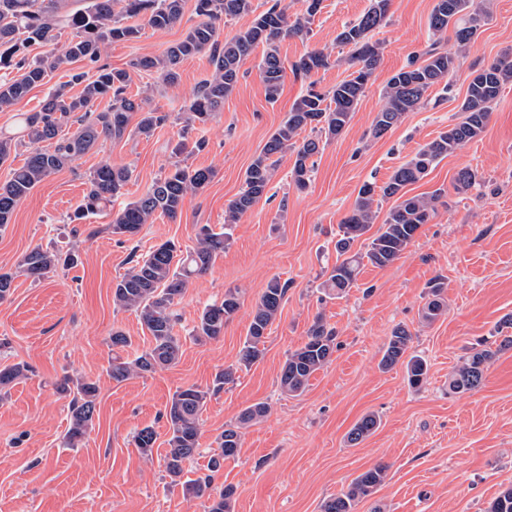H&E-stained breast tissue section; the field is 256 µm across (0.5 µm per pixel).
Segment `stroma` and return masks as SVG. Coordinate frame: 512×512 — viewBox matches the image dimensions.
I'll list each match as a JSON object with an SVG mask.
<instances>
[{
	"label": "stroma",
	"mask_w": 512,
	"mask_h": 512,
	"mask_svg": "<svg viewBox=\"0 0 512 512\" xmlns=\"http://www.w3.org/2000/svg\"><path fill=\"white\" fill-rule=\"evenodd\" d=\"M369 5L370 0H323L310 39H282L281 57L291 63L314 47L329 52L336 63L315 80L319 89L331 88L350 73L348 50L336 36ZM433 5L434 0H391L387 24L373 33L383 45L374 75L350 124L315 156L308 188H295L292 157L284 155L264 196L234 224L213 268L186 289L177 307L179 362L120 383L107 372L112 331L131 337V346L121 352L129 360L150 342L137 314L112 303V284L129 268L130 253H146L169 239L185 248L193 243L195 225L222 227L247 167L306 84L286 73L278 100L268 102L259 71L265 49L257 47L244 59L242 77L223 110L189 130L185 104L211 74L208 55L184 61L173 87L129 64L181 40L198 22L193 11L163 30L137 17L138 38L106 44L102 63L129 69V93L151 97L171 118L148 138L100 141L38 184L0 229L5 271H16L38 245L72 244L80 251L78 266L57 269L45 280L18 275L11 296L0 301V367L20 363L29 369L25 378L0 390V512H207V499H186L165 472L168 427L162 413L178 388H210L218 372L236 365L254 305L274 277L287 283L288 292L263 357L239 369L234 383L208 399L199 453L186 465L189 477L205 473L225 425L264 401L268 415L245 430L237 457L226 460L215 476L216 487H234L233 512H321L327 498L377 464L386 465V479L355 512H486L491 500L512 486V349L490 361L476 391L448 389L462 358L512 315V85L502 90L480 137L408 186L412 196L439 188L444 196L436 217L419 229L402 257L385 268L363 264L356 287L344 297L329 299L320 290L336 263L339 226L360 186L386 181L421 145L457 122L473 69L512 51V0H482L490 18L460 53L447 87L431 88L421 108L383 137L372 138L388 79L430 43L454 47L453 37L437 39L429 29ZM199 139L206 147L198 152L193 144ZM178 156L191 167L213 169L215 177L203 192L185 198L176 219L157 218L123 242L106 230L110 215L70 222L87 177L99 164L132 168L123 196L130 202ZM466 165L477 169L480 179L460 191L455 176ZM436 278L444 284L448 310L428 324L421 309L427 285ZM228 288L239 291V311L219 339L195 342L189 332L198 314L221 301ZM319 315L336 330L332 360L301 396H283L281 368ZM400 325L413 336V352L429 365L428 381L418 389L409 386L404 366L387 371L379 366ZM66 375L98 387L93 428L75 448L63 444L70 414L67 399L55 390ZM369 413L379 417L378 429L349 445V430ZM146 426L157 432L149 460L132 441Z\"/></svg>",
	"instance_id": "1"
}]
</instances>
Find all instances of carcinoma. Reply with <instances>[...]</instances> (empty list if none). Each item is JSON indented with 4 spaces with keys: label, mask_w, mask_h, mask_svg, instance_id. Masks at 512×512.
Returning a JSON list of instances; mask_svg holds the SVG:
<instances>
[{
    "label": "carcinoma",
    "mask_w": 512,
    "mask_h": 512,
    "mask_svg": "<svg viewBox=\"0 0 512 512\" xmlns=\"http://www.w3.org/2000/svg\"><path fill=\"white\" fill-rule=\"evenodd\" d=\"M193 2L195 14L202 18L189 28L184 38L168 47L158 56H143L131 63L138 71L155 73L161 81L173 86L177 83L182 62L201 53L209 54L212 75L197 88L187 105L189 120L204 124L224 108V99L232 93L241 78L242 61L251 50L265 44L268 50L260 63L266 99H278L284 78V65L277 43L288 36H307L321 11L322 0H303L302 12L288 15V5L282 0L262 12H257L253 0H0V71H19V75L0 80V112H9L31 89L47 83L56 71L69 72V81L48 92L36 112L15 115L18 132L0 133V163L7 161L13 149L27 143L32 147L24 164L11 171L9 180L0 185V229L11 223L17 205L31 190L51 175L80 159L96 147L102 139L121 140L135 134L150 137L154 130L169 120L166 112L151 107L150 99L136 98L128 93L129 72L100 64L102 49L110 41L131 40L137 37V27L125 20L147 17L155 29H166L181 21L188 2ZM390 0H371L369 8L355 21L344 26L336 36V43L351 47L347 63L352 72L326 93L310 84L288 112L286 120L265 142L260 153L247 167L243 185L225 210V227L215 231L210 225H201L192 246L181 249L167 240L136 257L133 265L112 285L113 304L137 313L141 325L151 337V344L134 359L121 361L115 357L109 362L112 379L123 381L131 376H144L178 363L182 354V339L175 332L178 323L176 306L190 281L207 273L217 256L229 244L226 227L237 221L263 197L273 178L279 158L292 153L290 177L297 187H307L314 165L312 157L320 152L322 140L339 136L349 125L366 85L380 60L382 44L371 40L370 34L382 26ZM254 15L251 25L233 38L219 39V27L225 19ZM489 19L477 0H435L429 16V28L438 36L453 29L458 50L463 51L472 42ZM71 38L63 51L50 49L64 31ZM41 45L49 51L30 60L25 50ZM423 60L409 63L396 72L384 89V104L377 112L371 135L380 138L402 122L405 115L417 109L425 94L433 86L448 81L456 68L457 55L437 47L422 53ZM83 61L95 70L75 71L71 65ZM330 66V54L322 49L306 51L292 64L295 76L308 79L319 70ZM512 83V52H506L491 64L472 72L460 112L462 120L431 141L420 146L413 157L397 166L381 186L364 183L355 204L343 219L335 250L342 260L336 262L322 289L338 297L357 286V276L363 261L384 268L397 261L414 239L418 230L437 214L441 190L429 196H406V187L424 179L444 158L461 150L487 127L491 109L505 85ZM82 86L77 94L68 87ZM109 97L107 108L92 110L96 100ZM77 128H72V125ZM315 136L297 143L304 130ZM49 143L42 148L40 144ZM132 177L128 166L115 167L103 163L87 179V189L70 221L82 220L90 214L102 212L124 195V188ZM214 178L209 168L192 169L175 164L156 178L139 198L126 203L112 218L106 230L114 237L133 239L143 225L155 217L175 219L181 213L188 194L202 192ZM477 181V172L469 166L456 175V189L466 190ZM399 199L391 207L383 224L370 234L378 217L379 202ZM366 238V250L352 251L356 241ZM79 256L73 250L37 247L24 256L19 272L33 281L49 276L57 267L78 264ZM288 292V283L271 279L257 300L252 312L242 348L239 367L249 368L262 355L267 331L281 311ZM240 308L239 293L235 288L224 291L219 303L205 306L189 335L197 342L215 340L224 334V324ZM447 304L442 295V284L429 283L428 301L422 318L428 323L443 315ZM336 332L324 321L315 318L301 347L288 354L280 372L279 387L288 396L301 395L310 378L330 363L336 348ZM412 334L403 326L396 327L380 360L383 369L398 364L406 365L407 381L414 388L427 380V361L412 349ZM512 349V336L501 341L483 340L464 358L451 378L448 388L453 393L478 389L487 364L500 352ZM27 369L14 364L0 369V388L25 376ZM237 369L227 367L218 373L211 389L190 385L175 391L165 406L163 416L169 425L165 469L171 482L182 484L186 495L208 496V512H232L234 490L230 486L213 487L214 473L224 460L238 455L243 431L261 420L269 412L264 402L245 408L237 421L225 426L218 437L219 452L210 457L208 474L181 481L185 464L191 461L199 448L200 417L207 399L219 393L224 385L234 381ZM60 393L70 397L68 409L70 425L65 443L70 447L80 444L93 426L96 412L97 385L81 378L64 377L58 385ZM380 420L374 414L361 417L347 434V441L357 445L373 434ZM135 447L146 457L152 456L157 433L146 426L133 436ZM386 478V466L376 465L355 477L346 490L322 504V512H354L358 501L376 492ZM486 512H512V486L505 488L489 503Z\"/></svg>",
    "instance_id": "1"
}]
</instances>
